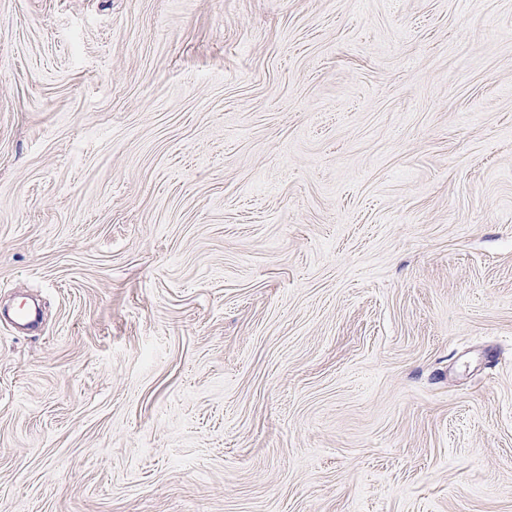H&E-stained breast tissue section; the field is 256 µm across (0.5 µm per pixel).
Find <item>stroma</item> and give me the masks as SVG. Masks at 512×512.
I'll return each mask as SVG.
<instances>
[{
	"label": "stroma",
	"mask_w": 512,
	"mask_h": 512,
	"mask_svg": "<svg viewBox=\"0 0 512 512\" xmlns=\"http://www.w3.org/2000/svg\"><path fill=\"white\" fill-rule=\"evenodd\" d=\"M0 512H512V0H0Z\"/></svg>",
	"instance_id": "1"
}]
</instances>
